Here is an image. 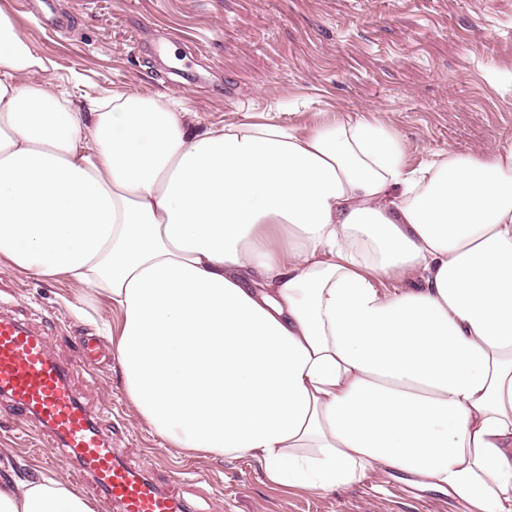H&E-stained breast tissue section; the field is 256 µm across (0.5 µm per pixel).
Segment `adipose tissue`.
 Returning <instances> with one entry per match:
<instances>
[{"label": "adipose tissue", "mask_w": 512, "mask_h": 512, "mask_svg": "<svg viewBox=\"0 0 512 512\" xmlns=\"http://www.w3.org/2000/svg\"><path fill=\"white\" fill-rule=\"evenodd\" d=\"M51 66L0 11V257L111 302L155 435L278 484L391 469L512 512L511 141L411 169L360 117L81 109L36 83ZM0 512L99 505L39 473Z\"/></svg>", "instance_id": "1"}]
</instances>
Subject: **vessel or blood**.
I'll list each match as a JSON object with an SVG mask.
<instances>
[{
    "mask_svg": "<svg viewBox=\"0 0 512 512\" xmlns=\"http://www.w3.org/2000/svg\"><path fill=\"white\" fill-rule=\"evenodd\" d=\"M92 352L90 343L82 342L72 365L62 364L44 335L1 312L0 401L54 439L56 462L88 472L112 512H191L173 489L124 462L96 427L71 381L72 370L90 366Z\"/></svg>",
    "mask_w": 512,
    "mask_h": 512,
    "instance_id": "b4317fda",
    "label": "vessel or blood"
}]
</instances>
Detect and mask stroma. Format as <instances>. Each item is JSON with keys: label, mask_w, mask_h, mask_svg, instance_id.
<instances>
[{"label": "stroma", "mask_w": 512, "mask_h": 512, "mask_svg": "<svg viewBox=\"0 0 512 512\" xmlns=\"http://www.w3.org/2000/svg\"><path fill=\"white\" fill-rule=\"evenodd\" d=\"M55 64L44 76L75 103L113 93L195 112L200 127L268 112L303 125L362 116L402 140L408 168L512 140V0H0ZM0 307L72 362L118 315L69 279L41 280L0 258ZM99 430L132 466L174 482L194 512H466L458 498L379 471L331 492L268 480L258 459L190 453L161 441L127 398L113 356L73 373ZM51 442L20 438L0 405V482L43 471L84 496L88 476L51 464Z\"/></svg>", "instance_id": "stroma-1"}]
</instances>
